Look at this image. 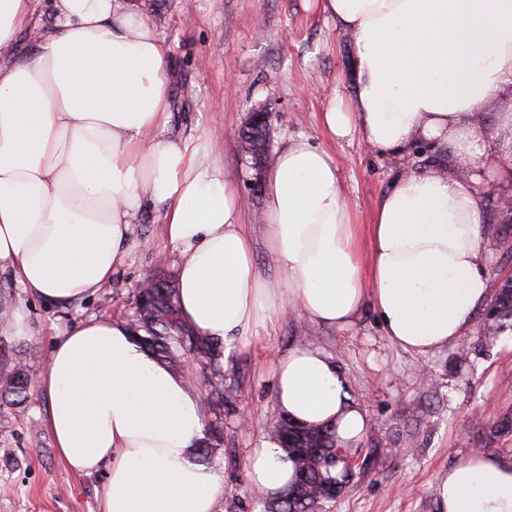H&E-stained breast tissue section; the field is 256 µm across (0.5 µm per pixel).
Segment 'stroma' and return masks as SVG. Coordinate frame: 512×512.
<instances>
[{
	"label": "stroma",
	"mask_w": 512,
	"mask_h": 512,
	"mask_svg": "<svg viewBox=\"0 0 512 512\" xmlns=\"http://www.w3.org/2000/svg\"><path fill=\"white\" fill-rule=\"evenodd\" d=\"M149 16H162L157 33L172 67L167 138L221 145L216 155L248 201L256 264L269 283L285 275L271 253L261 216L268 162L254 163L239 150L252 110L272 111L270 149L303 135L328 149L341 170L347 201L358 223H369L381 196L400 170L452 168L447 146L406 157L380 154L359 140H329L321 114L333 96L349 94L352 38L322 13L319 0H140ZM512 184L488 183L481 247L492 286L512 276V218L497 207ZM160 208L141 211L131 226V249L112 282L68 306L45 303L0 275V302L24 307L30 331L14 336L0 328V350L20 361L31 381L22 404L0 398V512H99L105 475L73 473L59 458L48 431L50 400L37 379L57 336L92 315L121 318L136 310V291L148 276L177 274V252L160 220ZM479 307L461 342L428 357L390 344L373 312L350 330L314 325L290 309L261 322L256 337L232 349L221 367L224 409L206 408V422L223 421L224 454L216 466L228 493L244 512H260L247 473V458L280 413L272 362L300 347L332 358L361 402L369 428L360 444L363 464L328 512H437L435 486L456 458L494 453L512 459V328L483 332ZM249 424H242V416Z\"/></svg>",
	"instance_id": "obj_1"
}]
</instances>
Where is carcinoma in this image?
Here are the masks:
<instances>
[{"label": "carcinoma", "mask_w": 512, "mask_h": 512, "mask_svg": "<svg viewBox=\"0 0 512 512\" xmlns=\"http://www.w3.org/2000/svg\"><path fill=\"white\" fill-rule=\"evenodd\" d=\"M499 306L498 332L501 333L508 327L507 321L512 319V293L502 296ZM125 325L135 341L171 372H180L184 359L190 355L208 365L213 374H221L220 358L224 346L198 336L184 326L174 281L152 276L148 292H137V310L125 318ZM27 389L28 378L20 366L1 358L0 392L13 396V401L20 404L27 398ZM272 435L282 445L286 438L292 439V446L286 453L304 479L299 484L300 494L294 498L281 495L261 498L263 512H326L327 505L335 500L328 494V487L336 482L332 472L340 465L336 461L334 432L282 417ZM223 454L224 431L211 425L205 429L195 459L210 466Z\"/></svg>", "instance_id": "obj_1"}]
</instances>
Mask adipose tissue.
Here are the masks:
<instances>
[{
    "mask_svg": "<svg viewBox=\"0 0 512 512\" xmlns=\"http://www.w3.org/2000/svg\"><path fill=\"white\" fill-rule=\"evenodd\" d=\"M353 37L350 96L322 115L336 140L402 155L416 141L450 144L456 161L512 157V111L494 146L468 114L512 89V0H323ZM37 47L0 67V273L58 305L112 281L144 204H163L178 250L182 323L225 349L293 305L314 324L350 328L372 309L383 336L425 357L459 342L489 294L481 249V179L400 173L370 224L350 209L339 167L300 137L275 155L263 222L288 281L263 279L243 223L247 206L216 144L166 139L171 75L150 16L136 0H50ZM39 383L48 426L75 473L105 469L101 512H217L224 479L196 463L202 401L186 376L141 349L103 315L53 344ZM282 415L334 428L357 446L368 417L337 364L297 347L274 366ZM260 493H278L294 465L274 437L247 459ZM438 512H512V461L458 459L435 487Z\"/></svg>",
    "mask_w": 512,
    "mask_h": 512,
    "instance_id": "adipose-tissue-1",
    "label": "adipose tissue"
}]
</instances>
